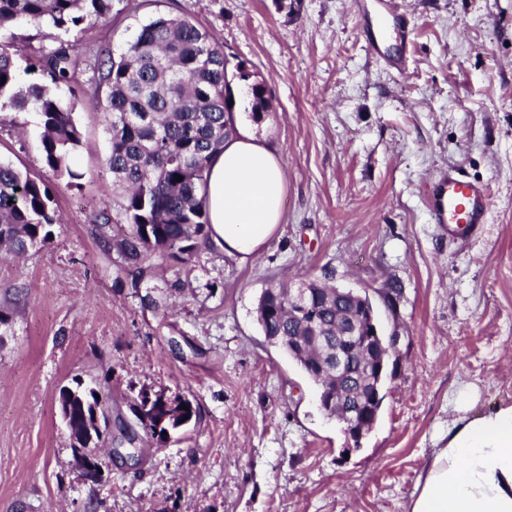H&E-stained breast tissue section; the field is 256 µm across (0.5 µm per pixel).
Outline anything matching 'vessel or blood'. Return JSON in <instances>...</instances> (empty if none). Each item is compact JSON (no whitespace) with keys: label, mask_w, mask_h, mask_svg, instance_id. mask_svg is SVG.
Returning a JSON list of instances; mask_svg holds the SVG:
<instances>
[{"label":"vessel or blood","mask_w":512,"mask_h":512,"mask_svg":"<svg viewBox=\"0 0 512 512\" xmlns=\"http://www.w3.org/2000/svg\"><path fill=\"white\" fill-rule=\"evenodd\" d=\"M413 23L400 12L394 0H387L383 13L361 26V36L371 53H382L386 43H393L391 61L398 74H405ZM425 204L436 223L447 225L450 238L475 234L487 221L489 192L480 183L465 179L456 170L440 174L425 196Z\"/></svg>","instance_id":"b4317fda"}]
</instances>
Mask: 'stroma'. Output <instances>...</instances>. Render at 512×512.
<instances>
[{"label": "stroma", "mask_w": 512, "mask_h": 512, "mask_svg": "<svg viewBox=\"0 0 512 512\" xmlns=\"http://www.w3.org/2000/svg\"><path fill=\"white\" fill-rule=\"evenodd\" d=\"M398 3L415 26L403 75L367 50L354 0H162L223 45L234 124L286 173L283 221L244 260L206 245L185 265L124 271L113 241L127 224L95 221L113 193L92 69L75 110L76 186L44 166L36 112H0V158L49 183L61 219L46 246L0 254V512H407L453 395L512 403V0ZM145 16L86 30L84 59L119 50ZM451 166L491 194L467 239L424 205ZM326 270L401 336L378 420L351 452L256 317L270 280ZM78 379L109 385L116 414L145 389L199 413L166 442L139 433V464L90 485L58 410Z\"/></svg>", "instance_id": "1"}]
</instances>
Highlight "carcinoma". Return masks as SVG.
<instances>
[{"instance_id": "1", "label": "carcinoma", "mask_w": 512, "mask_h": 512, "mask_svg": "<svg viewBox=\"0 0 512 512\" xmlns=\"http://www.w3.org/2000/svg\"><path fill=\"white\" fill-rule=\"evenodd\" d=\"M115 0H0V112L33 109L41 120L42 160L59 178L79 180L71 167L82 133L75 102L59 91L75 93L79 84V41L97 23H109L121 11ZM26 22L45 30L50 41L28 68L12 28ZM70 35L65 40L59 37ZM228 59L208 30L187 17L155 10L114 55L103 46L94 62L92 105L101 112L109 141L106 167L112 185L124 190L121 205L130 231L116 241L127 267L139 269L157 258L185 265L209 240L204 206L212 157L224 150L234 132L226 81ZM41 79L22 83L29 68ZM182 180H175V176ZM59 218L52 189L41 179L0 160V244L22 258L53 236ZM262 329L268 337L306 335L288 307V283L266 290ZM348 302L320 306L315 326L336 336V311Z\"/></svg>"}]
</instances>
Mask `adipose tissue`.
Wrapping results in <instances>:
<instances>
[{"mask_svg": "<svg viewBox=\"0 0 512 512\" xmlns=\"http://www.w3.org/2000/svg\"><path fill=\"white\" fill-rule=\"evenodd\" d=\"M285 183L268 145L246 133L229 138L207 174L210 243L254 254L282 220ZM477 399L471 389L457 392L448 440L425 460L408 512H512V404L478 412Z\"/></svg>", "mask_w": 512, "mask_h": 512, "instance_id": "1", "label": "adipose tissue"}]
</instances>
